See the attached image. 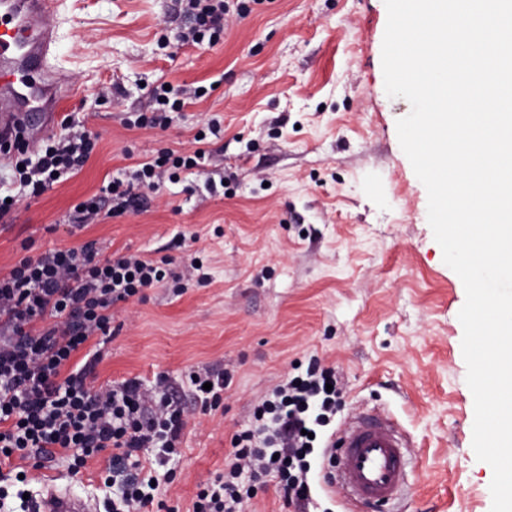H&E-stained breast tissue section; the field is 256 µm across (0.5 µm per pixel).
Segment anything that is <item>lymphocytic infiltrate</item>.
<instances>
[{
    "label": "lymphocytic infiltrate",
    "instance_id": "1",
    "mask_svg": "<svg viewBox=\"0 0 512 512\" xmlns=\"http://www.w3.org/2000/svg\"><path fill=\"white\" fill-rule=\"evenodd\" d=\"M192 40L217 42L224 31L227 0H187ZM95 143L66 121L51 144L30 154L16 143L14 178L37 196L60 177L78 172ZM204 152L177 156L167 151L143 163L130 177H115L100 195L75 206L76 226L101 213L119 216L140 203L142 189L156 188L165 166L200 168ZM167 276L166 269L137 255H101L95 243L81 249L54 248L22 258L0 276V465L19 458L36 466L64 459L71 475L105 450L113 455L107 480L116 488L110 512H144L155 500L153 476L142 450L176 453L188 413L174 393L145 388L139 379L93 387L100 361L87 343L112 335L113 308L143 299L144 289ZM333 369L309 363L305 375L277 385L254 411V428L231 439L227 475L199 489L193 512H242L235 480L243 469L274 471L299 512L310 505L307 474L313 441L308 432L327 425L340 393Z\"/></svg>",
    "mask_w": 512,
    "mask_h": 512
}]
</instances>
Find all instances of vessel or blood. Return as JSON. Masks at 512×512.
<instances>
[{
	"mask_svg": "<svg viewBox=\"0 0 512 512\" xmlns=\"http://www.w3.org/2000/svg\"><path fill=\"white\" fill-rule=\"evenodd\" d=\"M55 0H0V143L37 140L77 93L53 63ZM336 487L352 502L385 507L407 483V441L386 416L351 417L336 441ZM35 512H98L91 499L45 480Z\"/></svg>",
	"mask_w": 512,
	"mask_h": 512,
	"instance_id": "vessel-or-blood-1",
	"label": "vessel or blood"
}]
</instances>
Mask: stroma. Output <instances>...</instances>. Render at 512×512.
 Listing matches in <instances>:
<instances>
[{
	"mask_svg": "<svg viewBox=\"0 0 512 512\" xmlns=\"http://www.w3.org/2000/svg\"><path fill=\"white\" fill-rule=\"evenodd\" d=\"M50 22L55 62L83 88L62 114L97 142L79 172L37 197L0 160V193L15 198L0 222V275L24 255L89 241L105 256L168 261L170 277L144 301L117 305L95 380L161 381L188 410L178 454L160 465L156 449L145 453L162 512H192L199 484L227 471L232 434L314 359L342 394L309 457L310 512H376L324 480L328 443L355 413L390 416L408 439V485L392 512H490L493 470L472 448L465 289L398 140L411 105L385 91L384 0H252L214 45L182 43L190 25L177 0H58ZM164 83L193 95L166 128L130 127ZM166 150H201L210 164L165 182L141 211L71 227L76 204ZM208 368L231 376L215 408L188 379ZM110 457L76 476L63 460L24 462L27 488L51 474L103 510ZM239 481L253 489L243 512H297L277 474Z\"/></svg>",
	"mask_w": 512,
	"mask_h": 512,
	"instance_id": "35a3bbf8",
	"label": "stroma"
}]
</instances>
